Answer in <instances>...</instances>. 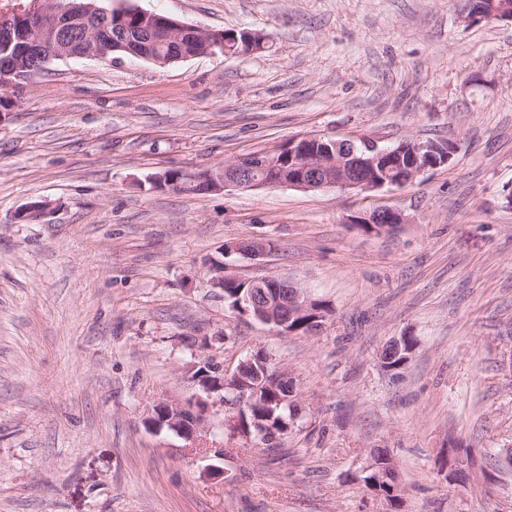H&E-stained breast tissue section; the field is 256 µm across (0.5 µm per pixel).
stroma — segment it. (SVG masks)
Segmentation results:
<instances>
[{
	"label": "stroma",
	"mask_w": 512,
	"mask_h": 512,
	"mask_svg": "<svg viewBox=\"0 0 512 512\" xmlns=\"http://www.w3.org/2000/svg\"><path fill=\"white\" fill-rule=\"evenodd\" d=\"M260 51L164 68L51 61L0 120V512H512V22L467 0H132ZM325 135L448 143L447 165L360 192L266 186L183 193L153 175ZM35 201L48 210L21 222ZM391 208L375 233L352 219ZM272 240L261 261L225 244ZM298 281L330 306L282 335L207 284ZM416 339L399 377L383 347ZM288 370L301 413L280 447L205 410L222 475L159 401L256 351ZM387 451L399 498L366 488ZM490 2V0H486ZM512 2V0H509ZM503 1L501 5L497 4V1H491L490 7L483 11L469 10L464 18L467 22H480L483 20H511L512 21V4ZM354 224H370L373 231L384 232L391 230L397 224H403V218L397 210L389 208L374 209L355 216Z\"/></svg>",
	"instance_id": "35a3bbf8"
}]
</instances>
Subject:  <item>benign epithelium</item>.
<instances>
[{
  "mask_svg": "<svg viewBox=\"0 0 512 512\" xmlns=\"http://www.w3.org/2000/svg\"><path fill=\"white\" fill-rule=\"evenodd\" d=\"M77 0H39L36 8L0 11V39L17 42L15 53L0 60V102L20 101L26 82L17 79L20 69L33 65L34 73L43 71L53 59L94 58L105 60L110 52H121L158 67L190 58L183 51L182 39L189 36L202 44L194 56L221 54L234 56L257 50L265 43L263 35L252 31H215L181 23L169 16L146 12L127 2L115 8L87 7L96 20L85 25L79 38L69 35ZM135 16L144 35L142 48L130 40L109 39L111 15ZM465 19L511 20L512 4L495 0L483 11L470 10ZM452 147L433 142L406 141L395 148H381L364 142L357 145L327 136L294 139L275 151L254 153L226 161L219 166L196 172H183L177 180L165 181L159 174L152 178L155 187L183 192H215L228 187L251 189L262 186H286L305 191L340 187L368 191L384 187H402L427 169L448 163ZM356 224H368L376 232L389 231L403 223L399 211L383 208L354 217ZM274 251L271 241L244 239L224 246V255L239 254L262 260ZM211 287L224 291L228 282L243 283L247 294L232 308L253 316L281 334H290L292 320L308 316L311 332L324 326L331 310L311 292L290 279L241 280L228 274L226 263L214 261L208 272ZM193 378L205 398L194 405L161 401L154 405L148 423L167 427L179 437L193 441L204 428L202 409L211 402L236 410L233 424L257 404L271 402L277 407L296 404V389L288 373L272 366L266 354H253L240 361L231 375L213 360H206Z\"/></svg>",
  "mask_w": 512,
  "mask_h": 512,
  "instance_id": "benign-epithelium-1",
  "label": "benign epithelium"
}]
</instances>
